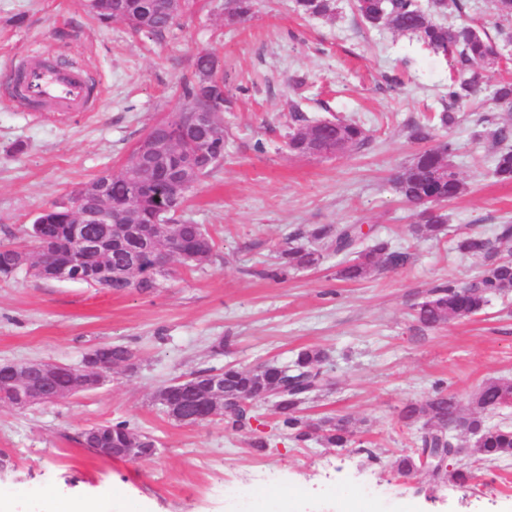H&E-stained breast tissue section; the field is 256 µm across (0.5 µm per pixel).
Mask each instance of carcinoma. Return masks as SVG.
<instances>
[{
	"instance_id": "obj_1",
	"label": "carcinoma",
	"mask_w": 512,
	"mask_h": 512,
	"mask_svg": "<svg viewBox=\"0 0 512 512\" xmlns=\"http://www.w3.org/2000/svg\"><path fill=\"white\" fill-rule=\"evenodd\" d=\"M295 11L307 17H329L334 14V0H295ZM355 10L361 21L371 28H388L407 35L422 47L441 57H451L455 63L448 84V99L459 103L477 94L487 80L485 68L495 63L497 48L502 42H512V31L504 27L497 30V37L467 26H444L436 21L437 8L433 5L423 9L415 0H357ZM93 14L101 23L112 20L122 22L136 32H146L161 37L170 28L174 18L165 14L156 0H96ZM214 52L198 53L194 63L192 79L185 82L184 101L196 97L198 83L215 77L221 81V72L214 71ZM494 100L507 108L512 107V81L501 80L494 88ZM179 112L171 113L164 123L172 129L174 151L184 168V183L181 199L173 201L170 187L158 184L151 186L152 177L140 180L138 195L132 194L130 163H125L112 179L109 201L113 206L128 208L138 224L155 225V237L142 252V258L150 262L163 252L171 260L178 261L186 269H196L210 261L214 241L200 224L179 222L175 214L182 209L198 183L219 165L199 154L198 145L182 136ZM298 121L295 130L289 133L288 149L299 155L304 152L299 132L302 127L313 126L319 134L336 138L337 150L341 153L356 151L364 147L369 135L356 122L334 120L310 121L295 113ZM491 137L496 150L493 156L492 174L497 181L512 183V117L503 116L495 123ZM454 147L446 141L426 148L404 167L392 180L396 193L411 204L417 212V223L411 226L415 235L427 233L439 236L446 227L448 215L442 204L457 199L465 190V183L453 163ZM76 221L74 208L65 202H54L41 210L28 232L24 251L32 263L40 256L51 252L58 262L68 260L74 248L72 225ZM84 232L89 236L112 240L93 257L91 266L105 271L121 265L127 249L138 244L132 232L124 233L121 240L112 239V232L104 224H86ZM307 238L310 245L299 243ZM367 237L361 224H343L336 228L317 224L308 231L297 230L294 239L298 243L282 250L280 261L274 265L253 271V274L276 282L288 280L294 270L317 266L327 251L344 253L349 259L343 263L337 278L358 282L372 276L378 269H399L407 265L410 254L392 249L384 242L371 247H361ZM19 246L0 244V281H9L17 275L11 264L14 251ZM455 250L462 254L480 255L485 260L482 274L467 284L442 283L432 288L424 300L417 305L416 317L425 326L449 324L458 319L469 318L480 313L489 302L512 292V265L497 258V247L480 235H468L455 241ZM74 283L90 288H99L115 294L137 291L152 294L162 286L160 280L144 281L131 270L123 276H88L87 268L74 269L70 275ZM101 363L112 362V366H132L136 353L128 346L118 345L112 353L97 354ZM326 353L317 347H307L297 352L291 365L281 366L275 362L264 363L254 369L244 370L234 366L224 367V428L241 432L253 429L258 419L255 402L263 396H276L272 412L278 424L289 437L299 442L316 439L326 448H348L356 443L351 422L345 417H330L310 424L300 415L301 404L313 395L324 392L329 380L323 370ZM81 379L74 370L61 369L45 384L46 391L67 395ZM211 375L201 370L173 382L159 393V404L164 408L177 406L194 407L195 393L209 382ZM13 377L8 366L0 368V401L10 402ZM512 395V381L494 379L486 382L474 397L475 410L463 413L455 396L437 390L423 403L409 402L400 412L402 421L420 425L416 448L410 454H401L395 460L397 471L402 474L414 472L422 466V456L431 448H439L453 456L458 448L455 433L465 432L475 437L471 454L477 459L494 463L512 456V424L502 421L489 424L485 415L502 408ZM79 442L87 448H110L116 458L138 461L153 457L152 449L158 440L149 434L137 431L130 422L115 421L83 430ZM434 475L446 482L466 485L472 478L470 467L439 469Z\"/></svg>"
}]
</instances>
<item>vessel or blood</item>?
Segmentation results:
<instances>
[{"instance_id":"1","label":"vessel or blood","mask_w":512,"mask_h":512,"mask_svg":"<svg viewBox=\"0 0 512 512\" xmlns=\"http://www.w3.org/2000/svg\"><path fill=\"white\" fill-rule=\"evenodd\" d=\"M24 105L43 112H86L92 104L84 72L70 65L57 66L31 52L22 57Z\"/></svg>"}]
</instances>
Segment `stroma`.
I'll list each match as a JSON object with an SVG mask.
<instances>
[{
	"label": "stroma",
	"mask_w": 512,
	"mask_h": 512,
	"mask_svg": "<svg viewBox=\"0 0 512 512\" xmlns=\"http://www.w3.org/2000/svg\"><path fill=\"white\" fill-rule=\"evenodd\" d=\"M226 0H193L163 36L100 23L85 0H0V72L31 50L65 55L97 79L91 111L32 112L0 97V240L23 242L41 209L67 199L104 171H119L132 146L182 104L196 55L215 50L230 100L224 161L190 195L183 218L203 225L215 248L196 270H177L151 295L112 294L26 274L0 281V362L80 364L97 344H123L138 367L116 369L99 389L54 404H0V503L9 512H56L60 496H109L112 512H512V456L471 461L467 485L435 484L426 469L394 467L418 427L405 403L435 389L462 410L488 380L512 379V295L480 314L427 328L415 306L435 286L483 269L454 248L457 236L497 239L512 224V183L492 175L490 119L506 107L483 89L434 126L452 140L467 190L448 203L445 237L413 238V210L391 180L420 152L410 128L448 102L451 63L390 29H370L348 0L331 17H303L294 0H253L245 22H224ZM350 119L370 140L329 158L289 152L294 112ZM314 224H359L369 243L412 255L399 270L338 280L329 254L287 281L256 277L291 234ZM223 345L214 353V345ZM304 347L326 351L328 391L305 417L347 416L357 444L297 442L263 414L258 435L225 430L222 418L185 426L154 396L163 385L227 364L286 363ZM126 420L160 443L148 460L105 458L76 441L92 426Z\"/></svg>",
	"instance_id": "1"
}]
</instances>
